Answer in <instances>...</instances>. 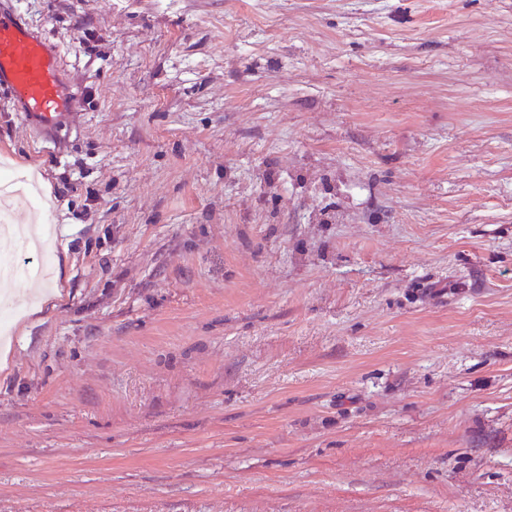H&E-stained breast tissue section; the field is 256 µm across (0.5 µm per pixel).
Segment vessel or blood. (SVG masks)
Listing matches in <instances>:
<instances>
[{
  "label": "vessel or blood",
  "instance_id": "b4317fda",
  "mask_svg": "<svg viewBox=\"0 0 512 512\" xmlns=\"http://www.w3.org/2000/svg\"><path fill=\"white\" fill-rule=\"evenodd\" d=\"M63 71L57 46L16 10L0 6V93L13 100L24 122L45 141L59 137L74 105Z\"/></svg>",
  "mask_w": 512,
  "mask_h": 512
}]
</instances>
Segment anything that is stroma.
<instances>
[{"label": "stroma", "instance_id": "obj_1", "mask_svg": "<svg viewBox=\"0 0 512 512\" xmlns=\"http://www.w3.org/2000/svg\"><path fill=\"white\" fill-rule=\"evenodd\" d=\"M10 2L0 512H512V0ZM63 71L57 46L16 10L0 6V92L13 100L41 140L59 137L62 120L74 105Z\"/></svg>", "mask_w": 512, "mask_h": 512}]
</instances>
